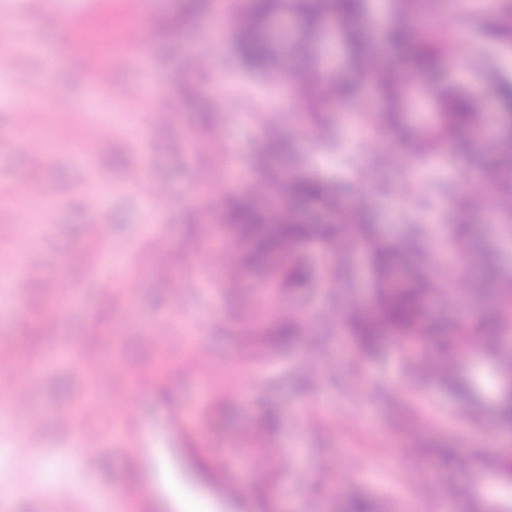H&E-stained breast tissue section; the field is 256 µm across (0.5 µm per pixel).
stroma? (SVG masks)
I'll use <instances>...</instances> for the list:
<instances>
[{
  "mask_svg": "<svg viewBox=\"0 0 512 512\" xmlns=\"http://www.w3.org/2000/svg\"><path fill=\"white\" fill-rule=\"evenodd\" d=\"M181 0H0L16 23L0 32L15 54L0 73V372L14 385L0 412V512H47L57 495L102 512L132 484L137 512H169V482L198 512H347L361 495L377 512H472L493 491L512 496L497 463L512 429L466 420L455 398L393 348L352 364L317 326L336 305L323 280L268 295L263 276L225 284L213 255L222 203L249 191L267 129L279 127L299 164L367 205L388 238L425 225L447 254V218L483 189L494 139L468 155L418 164L404 136L361 138L351 112L302 119L296 76L272 83L245 65L235 35L243 0H207L179 24ZM497 0H438L447 37L464 36L447 76L468 86L486 65L512 80V46L495 31ZM390 15L370 0L362 27L376 54L404 62L380 32ZM189 55L205 72L182 70ZM192 83L196 95L182 97ZM164 98L139 119L153 88ZM162 187L160 211L142 197ZM100 203L86 207L90 191ZM469 212L473 238L512 276V236ZM300 310L312 327L280 346L258 336L263 316ZM81 429L98 465L78 480L61 450ZM455 445L452 466L418 455ZM25 447L23 457L13 448ZM461 493L449 497V488Z\"/></svg>",
  "mask_w": 512,
  "mask_h": 512,
  "instance_id": "35a3bbf8",
  "label": "stroma"
}]
</instances>
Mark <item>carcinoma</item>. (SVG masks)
Wrapping results in <instances>:
<instances>
[{"label": "carcinoma", "instance_id": "obj_1", "mask_svg": "<svg viewBox=\"0 0 512 512\" xmlns=\"http://www.w3.org/2000/svg\"><path fill=\"white\" fill-rule=\"evenodd\" d=\"M368 10V0H244L239 43L243 56L269 77L280 73L283 61L308 59L311 41L334 29L342 43L345 64L357 68L371 57V45L357 20ZM413 20L387 27L385 40L398 48H412L409 69L400 74L378 71L384 102L380 112L362 114L373 133L401 129L410 106L426 101L433 111L431 126L416 139L420 150L443 153L463 128H480L476 109L491 94L504 112H512V84L500 81L497 69L487 67L478 74L479 90L448 84L445 65L448 41L427 26L433 17L426 5L419 6ZM323 86L324 96L306 95L309 82ZM306 97L305 118L328 104L337 108L353 105L356 93L346 81H336L317 69L300 87ZM503 153L493 156L485 170L491 189L512 197V126L504 129ZM272 194L284 205L271 214L258 207L245 193L229 206L228 229L235 234V247L224 257L231 279L251 267L266 270V287L278 293L295 294L311 287L313 275L302 247L314 244L333 258L328 278L344 297L350 288V268L343 262L354 246L367 254L373 275V302L369 306L349 301L341 326L355 344L361 358L377 354L387 342L409 354L410 367L426 378L437 380L460 403L472 421L487 419L482 398L483 378L498 388L512 380V279L498 274L492 259L477 249L465 224L448 225V250L469 255L459 270L462 287L455 292L493 308V322L475 315L448 326V335L435 336V323L426 316L431 300L445 301L442 269L437 254L425 240V230L409 226L400 239L388 240L368 221L364 208L342 200L341 190L320 176L299 172L297 161L283 157V166L260 160ZM315 205L319 217L303 221L290 207L295 202ZM305 325L296 314H282L271 331L272 339L287 343L301 335ZM441 340L433 352L435 339Z\"/></svg>", "mask_w": 512, "mask_h": 512}]
</instances>
